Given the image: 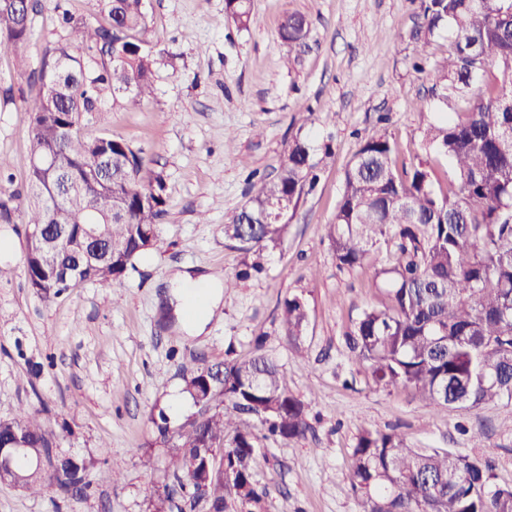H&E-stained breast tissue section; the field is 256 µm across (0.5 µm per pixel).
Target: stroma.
<instances>
[{"instance_id":"1","label":"stroma","mask_w":512,"mask_h":512,"mask_svg":"<svg viewBox=\"0 0 512 512\" xmlns=\"http://www.w3.org/2000/svg\"><path fill=\"white\" fill-rule=\"evenodd\" d=\"M23 48L38 69L47 48L67 42L60 9L76 19L95 12L93 0H41ZM253 24L228 22L224 0H147L151 29L164 51L154 95L105 102L84 117L88 137L107 133L139 150L166 183L159 240L119 292L84 283L47 302L24 273L25 226L1 224L0 421L19 407L39 411L56 451L94 459L83 498L32 495L0 483V512H153L156 492L177 491L169 467L171 442L158 423L177 427L196 409L182 395L192 368L243 361L260 352L287 375L305 406V436L259 439L253 477L269 497L253 508L227 498L225 512H359L352 454L362 429L401 434L412 448H446L491 466L496 484L512 486V401L474 411L438 410L412 389L383 387L348 360L345 336L368 308L387 305L376 272L388 262L384 244L362 265H339L327 236L344 173L360 145L384 135L398 163H433L439 185L453 169L426 149L420 119L447 106L431 94L429 71L453 38L443 28L431 61L413 67L420 0H251ZM306 16L310 32L298 64H284L279 36L285 14ZM0 162L11 181L0 192L24 190L18 167L29 146L28 104L36 87L14 70L0 48ZM314 124L292 121L300 107ZM330 155L319 181L288 224L281 243L264 253L263 272L239 279L245 255L224 226L249 199L253 174L275 175L294 138ZM181 270L229 281L207 332L190 336L163 316L165 280ZM301 297L309 322L295 355L279 314Z\"/></svg>"}]
</instances>
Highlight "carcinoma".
<instances>
[{"instance_id": "cac0c4a2", "label": "carcinoma", "mask_w": 512, "mask_h": 512, "mask_svg": "<svg viewBox=\"0 0 512 512\" xmlns=\"http://www.w3.org/2000/svg\"><path fill=\"white\" fill-rule=\"evenodd\" d=\"M103 22H76L66 11L70 43L45 51L29 105L32 136L29 154L18 160L28 170L26 208L20 194L0 197V223L21 214L25 231L50 223L49 210L73 234L93 218L104 225L112 253L95 265H83L80 281L119 288L128 268L158 239L166 212L165 180L147 173L140 152L112 138V180L105 186L84 178V187L55 193L74 172L99 168L94 141L82 133L81 117L103 111L112 101L145 100L154 94L156 66L163 51L151 33L144 0H96ZM40 0H0V46L11 48L20 72L21 48L32 35ZM424 30L419 53L427 54L435 31L449 25L454 38L432 71V93L456 102L452 115L433 121L422 113L425 141L454 168L449 187H435L430 165L419 162L396 169V147L385 136L366 140L344 174L342 192L328 237L339 264L360 265L369 248L383 242L393 257L379 276L389 303L363 311L347 335L354 363L370 370L385 386L403 385L438 409L461 400L475 410L512 400V0H421ZM227 17L240 29L252 22L250 0H225ZM307 19L286 16L280 38L292 48L304 46ZM81 48L85 54H77ZM479 85L476 99L468 91ZM308 142L294 139L276 177L251 184V197L225 225V235L255 259L262 270L264 251L283 239L302 197L318 178L319 162ZM59 256L38 246L26 249L24 272L30 288L57 298L71 284L49 276ZM308 320L298 296L284 301L281 322L296 355ZM192 402L203 398L208 414L187 418L174 431L173 477L185 485L186 457L207 466L212 443L228 448L224 468L209 467L208 500L223 512L225 497L257 504L268 491L257 488L251 460L255 418L269 435L284 440L303 436L308 423L304 404L293 396L278 365L263 354L246 362L199 367L185 381ZM22 434L33 448H54V438L36 413L19 409L0 421V445ZM353 486L361 512H512V487L491 483L490 470L469 457L442 448H410L390 432L364 429L353 452ZM92 461L71 459L61 469L35 470L32 459L12 461L8 476L25 479L27 491L49 487L63 495H83ZM201 495L179 504L158 495L155 512L194 507Z\"/></svg>"}]
</instances>
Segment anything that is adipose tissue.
Returning <instances> with one entry per match:
<instances>
[{
  "mask_svg": "<svg viewBox=\"0 0 512 512\" xmlns=\"http://www.w3.org/2000/svg\"><path fill=\"white\" fill-rule=\"evenodd\" d=\"M170 288L183 330L191 336L204 334L224 297L221 279L213 275L196 277L179 272L171 279Z\"/></svg>",
  "mask_w": 512,
  "mask_h": 512,
  "instance_id": "1",
  "label": "adipose tissue"
}]
</instances>
